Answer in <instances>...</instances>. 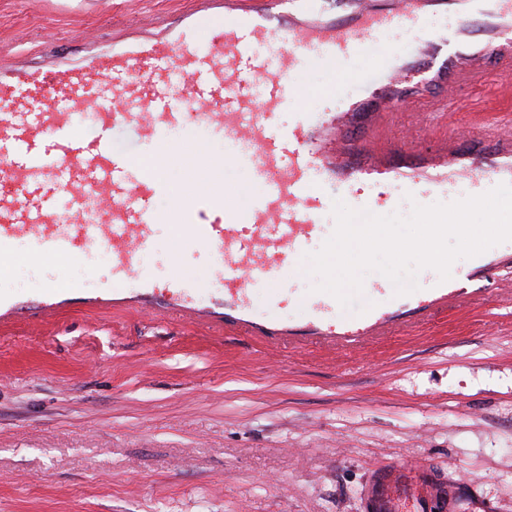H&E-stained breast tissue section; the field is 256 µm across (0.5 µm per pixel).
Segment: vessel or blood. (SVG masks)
<instances>
[{
  "label": "vessel or blood",
  "instance_id": "1",
  "mask_svg": "<svg viewBox=\"0 0 512 512\" xmlns=\"http://www.w3.org/2000/svg\"><path fill=\"white\" fill-rule=\"evenodd\" d=\"M241 0H197L171 32L131 36L109 53L91 52L67 69L47 67L0 74V255L19 240L38 253L80 259L95 248L112 254V307L173 317L186 325L239 331L288 346L317 342L350 348L447 310L468 286L512 269V252H485L451 269L449 280L424 292L396 294L386 279L369 286L364 314L337 317L325 292L307 299L304 325L280 320L289 304L291 274L309 241L330 236L321 213L333 206L325 185L339 186L357 207L381 214L392 186L413 199L474 196L512 184V121L452 130L438 147L420 151L427 122L407 129L410 105L427 111H463L451 91L457 83L512 88V0H344L324 19L264 0L246 10ZM442 14L452 22L428 33L405 55L375 57L370 95L332 115L300 111L292 129L279 115L287 107L288 79L308 63L325 64L370 52L382 30L418 25ZM201 126L223 134L226 160L197 151L192 163L221 171L225 162L252 166L260 194L241 205L200 190L193 204L171 216L188 245L209 253L216 292L175 279L160 284L139 261L158 215L155 199L170 183L141 156L112 142L118 128L154 146L156 164L170 131ZM379 191L360 193L364 181ZM72 207L60 217L57 197ZM270 288V313L256 314L251 290ZM80 302V286L41 290L37 312ZM448 512L449 487L424 469L405 478L401 469L375 470L365 493L368 512Z\"/></svg>",
  "mask_w": 512,
  "mask_h": 512
}]
</instances>
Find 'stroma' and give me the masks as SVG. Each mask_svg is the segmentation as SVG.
Masks as SVG:
<instances>
[{"instance_id": "obj_1", "label": "stroma", "mask_w": 512, "mask_h": 512, "mask_svg": "<svg viewBox=\"0 0 512 512\" xmlns=\"http://www.w3.org/2000/svg\"><path fill=\"white\" fill-rule=\"evenodd\" d=\"M185 0H0V68L74 62L141 29L180 25ZM366 59L292 78L297 109L360 95ZM173 194L141 255L156 280L211 282L166 217L200 188L228 197L254 175L192 167L199 128L170 133ZM0 294L60 278L94 290L111 257L15 242ZM421 466L455 488V512H512V272L454 311L350 349L79 305L0 327V512H366L381 465Z\"/></svg>"}]
</instances>
